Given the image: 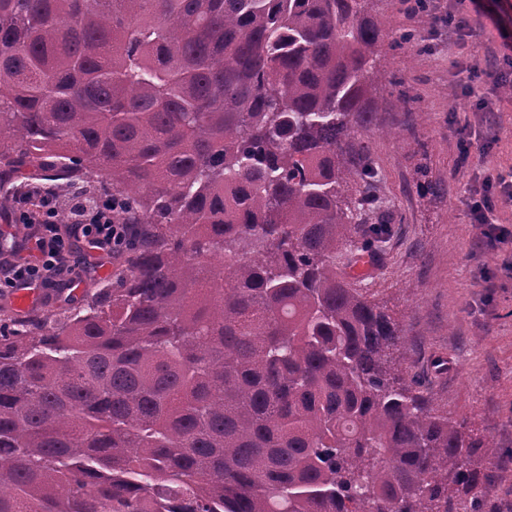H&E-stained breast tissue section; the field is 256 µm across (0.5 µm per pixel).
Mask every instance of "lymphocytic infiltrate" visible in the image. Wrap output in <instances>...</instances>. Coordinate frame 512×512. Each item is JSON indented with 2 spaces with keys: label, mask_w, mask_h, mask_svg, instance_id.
<instances>
[{
  "label": "lymphocytic infiltrate",
  "mask_w": 512,
  "mask_h": 512,
  "mask_svg": "<svg viewBox=\"0 0 512 512\" xmlns=\"http://www.w3.org/2000/svg\"><path fill=\"white\" fill-rule=\"evenodd\" d=\"M472 210L482 238L491 245L512 243V231L493 219L497 205L512 202V172L499 175L496 182L484 184ZM19 217L36 227L25 256L0 262V288L71 287L70 275L89 268L95 254L122 247L129 227L112 220L107 207L93 208L74 201L62 208L56 197L25 194L19 197ZM83 242L82 256H75L74 242Z\"/></svg>",
  "instance_id": "f902f5d3"
}]
</instances>
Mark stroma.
<instances>
[{
    "mask_svg": "<svg viewBox=\"0 0 512 512\" xmlns=\"http://www.w3.org/2000/svg\"><path fill=\"white\" fill-rule=\"evenodd\" d=\"M455 3L374 4L390 29L412 35L374 64L379 110L361 135L376 172L375 216L391 236L359 266L337 257L336 272L398 319L408 371L436 407L495 439L492 502L512 512V247H488L470 210L475 187L512 171V97L491 67L512 36V0H500L497 20L473 15L475 40L450 38ZM401 88L414 98L410 110L398 105Z\"/></svg>",
    "mask_w": 512,
    "mask_h": 512,
    "instance_id": "35a3bbf8",
    "label": "stroma"
}]
</instances>
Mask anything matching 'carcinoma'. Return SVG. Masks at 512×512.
<instances>
[{
	"label": "carcinoma",
	"mask_w": 512,
	"mask_h": 512,
	"mask_svg": "<svg viewBox=\"0 0 512 512\" xmlns=\"http://www.w3.org/2000/svg\"><path fill=\"white\" fill-rule=\"evenodd\" d=\"M374 0H0V209L107 192L112 275L0 318V512H497L499 449L336 274L384 242Z\"/></svg>",
	"instance_id": "1"
}]
</instances>
